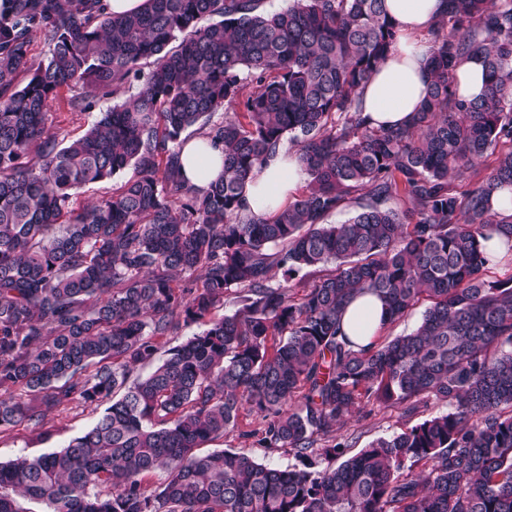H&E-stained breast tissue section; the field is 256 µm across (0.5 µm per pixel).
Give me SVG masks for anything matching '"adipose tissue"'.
I'll return each instance as SVG.
<instances>
[{
    "label": "adipose tissue",
    "instance_id": "1",
    "mask_svg": "<svg viewBox=\"0 0 512 512\" xmlns=\"http://www.w3.org/2000/svg\"><path fill=\"white\" fill-rule=\"evenodd\" d=\"M385 6L395 23V47L378 65L360 97V110L375 129L407 124L419 108L430 82L425 65L427 48L420 35L432 28L447 9L446 0H385ZM180 164L190 184L208 189L224 169V149L198 136L189 138ZM303 178L297 150L280 147L246 184L242 210L264 217L276 215L292 201ZM383 320L381 301L374 295L361 294L349 303L342 327L352 340L366 344L381 330Z\"/></svg>",
    "mask_w": 512,
    "mask_h": 512
}]
</instances>
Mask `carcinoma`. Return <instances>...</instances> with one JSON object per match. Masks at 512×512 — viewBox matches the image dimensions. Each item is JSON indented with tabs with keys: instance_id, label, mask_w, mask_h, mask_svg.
<instances>
[{
	"instance_id": "obj_1",
	"label": "carcinoma",
	"mask_w": 512,
	"mask_h": 512,
	"mask_svg": "<svg viewBox=\"0 0 512 512\" xmlns=\"http://www.w3.org/2000/svg\"><path fill=\"white\" fill-rule=\"evenodd\" d=\"M263 2L0 7V428L39 431L75 399L112 400L66 447L0 461V512H512V275L486 277V242L512 255V215L493 208L512 186V0H448L423 103L382 130L359 94L395 44L385 0ZM474 54L486 90L469 100L455 71ZM246 75L243 111L199 128L224 147V173L200 191L180 176L181 134L238 104ZM135 84L83 136L52 130L63 89L84 112V90ZM287 140L305 189L273 220L243 213L246 183ZM488 157L477 186L451 185ZM130 165L134 178L76 206ZM352 198V217L325 222ZM328 263L298 300L270 284ZM231 288L238 309L212 316ZM365 292L390 324L430 305L411 333L359 345L341 319ZM203 320L128 383L159 338ZM429 398L451 410L314 468L343 454L326 442L361 405L413 412ZM246 406L267 419L257 444L303 466L200 451Z\"/></svg>"
}]
</instances>
